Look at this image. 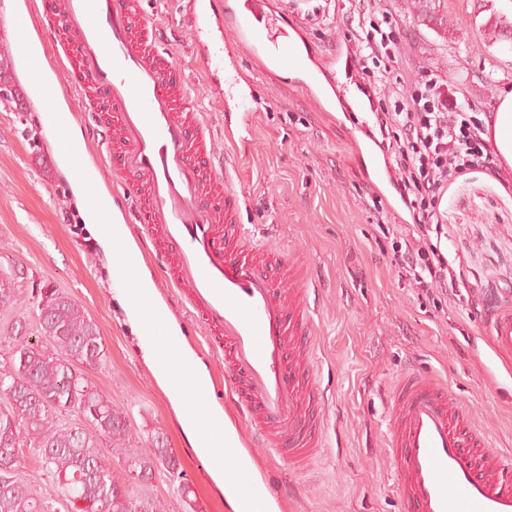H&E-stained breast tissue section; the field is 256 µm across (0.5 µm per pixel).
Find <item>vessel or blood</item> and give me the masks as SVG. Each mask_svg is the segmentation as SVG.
Returning <instances> with one entry per match:
<instances>
[{
	"mask_svg": "<svg viewBox=\"0 0 512 512\" xmlns=\"http://www.w3.org/2000/svg\"><path fill=\"white\" fill-rule=\"evenodd\" d=\"M191 48L208 96L226 116L224 143L236 159L261 110L253 74L280 73L301 54L300 31L271 0H193ZM29 24L14 22L17 42L28 27L60 36L74 64L71 97L82 99L99 145L132 177L128 221L140 225L154 265L199 320L213 353L223 355L228 417L239 441L233 454L263 448L300 468L321 443L310 413L316 383L302 365L312 321L308 276L294 259L264 252L239 231L244 195L220 177L226 167L172 52H158L160 34L136 0H32ZM337 48L314 56L299 90L329 119L349 112L347 85L319 86L332 66L350 61ZM253 74L245 76L242 61ZM365 117L354 137L368 183L390 192L388 163ZM490 334L498 354L512 355V299L496 300ZM387 447L405 512H512V463L489 453L458 398L437 377L405 373L387 401Z\"/></svg>",
	"mask_w": 512,
	"mask_h": 512,
	"instance_id": "obj_1",
	"label": "vessel or blood"
}]
</instances>
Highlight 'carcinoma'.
<instances>
[{
    "label": "carcinoma",
    "instance_id": "cac0c4a2",
    "mask_svg": "<svg viewBox=\"0 0 512 512\" xmlns=\"http://www.w3.org/2000/svg\"><path fill=\"white\" fill-rule=\"evenodd\" d=\"M444 0H411L410 9L435 31H448ZM512 21H490L482 30L493 43L506 39ZM37 318L52 350L35 348L20 336L14 337V373L0 377V398L9 409L0 410V450L13 452V460L0 462V512H59L67 504L74 512H165L156 497L135 496L130 486L112 477L104 464L103 442L122 460L126 472H146L165 466L178 482L186 512H199L190 498L191 486L179 471L173 449L160 434L152 436L148 451L128 445L129 423L125 414L75 366L73 358L94 368L104 361L99 330L80 306L55 289H45ZM75 412L86 418V426L60 421ZM27 444L49 479L52 491L33 488L19 477L18 452Z\"/></svg>",
    "mask_w": 512,
    "mask_h": 512
}]
</instances>
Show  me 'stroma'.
<instances>
[{
    "label": "stroma",
    "mask_w": 512,
    "mask_h": 512,
    "mask_svg": "<svg viewBox=\"0 0 512 512\" xmlns=\"http://www.w3.org/2000/svg\"><path fill=\"white\" fill-rule=\"evenodd\" d=\"M346 0H280L288 23L302 28L318 53L368 28L373 13L351 16ZM159 22L162 48L180 45L177 65L210 121L216 149L224 147L219 108L198 81L179 24L186 0H141ZM448 34L439 37L410 14V0H376L395 26L401 68L442 76L481 115L499 93L512 89V44L489 43L486 21H512V0H447ZM318 18L308 19L312 7ZM0 74L21 95L0 102V274L13 275L17 305L0 309V371L11 370L13 339L35 347L50 343L37 324L40 291L70 297L98 327L105 360L88 376L126 412L131 445L145 448L154 432L168 439L195 493L200 512H229L204 461L191 448L170 402L140 358L138 341L106 284L105 257L74 205L71 185L39 117L44 109L34 78L17 58L10 31L0 29ZM264 106L256 116L249 158L234 177L247 197L239 225L257 247L300 257L317 287L308 291L313 322L305 364L324 395V436L300 469L277 462L275 483L293 482L296 494L282 512H404L384 438L385 404L397 378L415 368L439 375L489 440L491 452L512 454V358L499 359L489 338V310L481 287L512 296V169L492 174L472 167L438 199L446 232L444 253L466 287L459 296L425 295L393 262L409 223L387 204L372 207L374 193L358 165L352 141L361 111L332 122L308 98L278 77H257ZM68 107L85 142V163L108 194L123 197L121 177L98 154L81 103ZM159 299L182 337L213 377L214 398L224 400V364L205 344L195 318L164 283Z\"/></svg>",
    "instance_id": "35a3bbf8"
}]
</instances>
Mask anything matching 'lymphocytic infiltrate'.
Returning a JSON list of instances; mask_svg holds the SVG:
<instances>
[{
  "label": "lymphocytic infiltrate",
  "instance_id": "lymphocytic-infiltrate-1",
  "mask_svg": "<svg viewBox=\"0 0 512 512\" xmlns=\"http://www.w3.org/2000/svg\"><path fill=\"white\" fill-rule=\"evenodd\" d=\"M353 54L366 80L393 84L397 40L379 25L355 35ZM407 92H395L391 108L375 113V125L394 155L395 183L408 204L410 238L395 252L398 265L424 294L439 290L458 295L464 282L441 249L444 227L437 201L448 182L474 164L498 166L484 138L485 124L466 103L449 97L434 74L408 77Z\"/></svg>",
  "mask_w": 512,
  "mask_h": 512
}]
</instances>
